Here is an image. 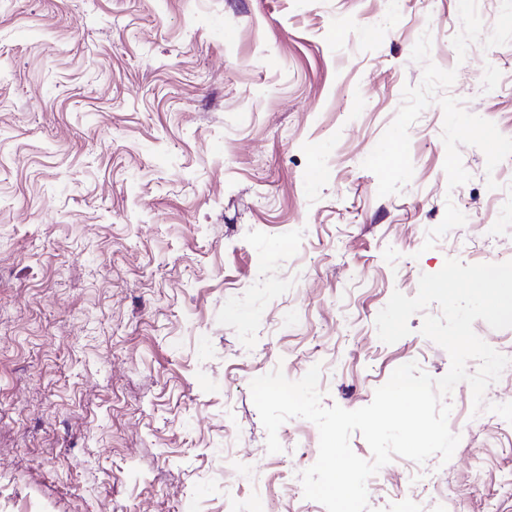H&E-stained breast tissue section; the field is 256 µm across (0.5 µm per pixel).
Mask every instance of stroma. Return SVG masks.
<instances>
[{
	"label": "stroma",
	"mask_w": 512,
	"mask_h": 512,
	"mask_svg": "<svg viewBox=\"0 0 512 512\" xmlns=\"http://www.w3.org/2000/svg\"><path fill=\"white\" fill-rule=\"evenodd\" d=\"M511 196L512 0H0V512H326L251 381L443 377L438 305L376 317L512 260ZM448 401L370 512H512V423Z\"/></svg>",
	"instance_id": "stroma-1"
}]
</instances>
